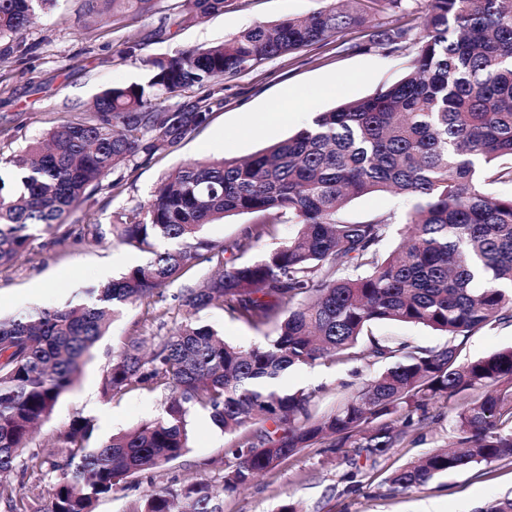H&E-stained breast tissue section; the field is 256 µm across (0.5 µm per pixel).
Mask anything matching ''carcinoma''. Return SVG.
<instances>
[{"instance_id":"carcinoma-1","label":"carcinoma","mask_w":512,"mask_h":512,"mask_svg":"<svg viewBox=\"0 0 512 512\" xmlns=\"http://www.w3.org/2000/svg\"><path fill=\"white\" fill-rule=\"evenodd\" d=\"M228 0H179L176 25L221 12ZM338 0L307 17L256 24L224 42L144 60V80L106 88L94 111L64 121L5 161L0 176V267L19 262L33 231L60 230L70 212L118 188L108 176L145 163L204 125L221 99L209 93L174 106L193 87L254 70L265 61L362 29L367 45L415 52L397 81L370 96L319 112L312 125L248 159L223 157L171 171L146 204L117 225L121 241L152 258L88 291L89 300L0 318V475L55 474L47 512H92L120 485L167 465L188 448V417L209 414L237 438L222 485L195 482L151 491L134 512H221L222 498L304 448L356 449L377 462L440 417L428 405L466 395L455 419L457 450H438L396 469L385 482L412 490L483 462L512 461V347L462 363L458 346L433 350L379 339L371 325H421L469 336L512 318V0H424V35L406 23L375 21L402 0ZM54 0H0V39L37 26ZM154 0H85L90 16L149 13ZM395 192L415 200L409 235L380 247L393 215H344L359 196ZM250 214L257 222L221 249L202 227ZM297 224L288 241L257 261L228 264L200 290L178 295L185 320L149 353L129 337L112 358L103 394L167 392L164 413L106 440L73 416L50 461L21 458L35 424L78 382L95 344L122 309L153 296L193 262L243 253L272 224ZM181 247L158 250L156 242ZM217 307L255 328L265 346L230 345L195 315ZM364 350L356 351L359 344ZM367 358L386 364L332 411L316 415L319 390L270 385L302 366ZM8 512L28 500L0 483Z\"/></svg>"}]
</instances>
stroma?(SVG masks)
<instances>
[{"label":"stroma","instance_id":"obj_1","mask_svg":"<svg viewBox=\"0 0 512 512\" xmlns=\"http://www.w3.org/2000/svg\"><path fill=\"white\" fill-rule=\"evenodd\" d=\"M175 2L156 0L153 12L135 19L109 14L92 19L86 16L82 0H55L42 25L23 32L22 49L1 39L0 158L13 156L64 120L89 111L101 89L140 81L146 58L221 42L250 26L288 15L306 16L328 0H231L223 12L183 27L167 20ZM133 37L142 47L129 54L125 48ZM404 62V52L366 47L363 33L357 29L215 83L213 89L222 103L213 108L206 125L177 147L158 151L151 161L112 172L118 189L97 194L75 208L67 218L68 233H36L20 262L0 268V317L82 300L86 288L145 264L149 253L122 243L112 234L111 226L146 203L171 170L195 161L251 156L304 128L314 111H328L394 82ZM284 104L298 112L297 121L275 127L254 125V115ZM412 205L411 199L401 195L372 193L353 199L345 215L352 220L388 212L402 217ZM91 224L99 225L102 239L87 234ZM215 268V263L201 262L163 287L159 295L125 308L94 346L77 385L59 399L34 434L30 450L51 455L57 433L77 413L93 419L99 439L158 417L165 401L162 392L132 390L110 400L104 398L105 370L128 337L143 339L150 349L177 328L186 316L178 294L199 287ZM200 319L226 342L245 349L266 344L270 334L269 329L232 319L219 308L201 312ZM372 333L422 349H435L450 341L443 333L406 324L377 323ZM507 347H512V321L502 320L460 339L459 358L476 359ZM382 369V364L366 359L303 366L286 374L281 385L290 391L320 389L315 411L322 415L335 409L349 388L358 387ZM458 406L455 400L447 406H433L440 420L420 429L417 443H403L390 456L364 463L361 487L351 488L343 481L348 469L343 456L317 446L286 458L246 488L225 496L223 510L278 512L282 504L290 502L300 512H426L432 504L439 505L442 512H479L481 507L512 495V462L492 463L484 476L473 469L451 472L406 492L391 491L384 482L388 471L453 440ZM231 440L208 413H193L186 453L119 486L96 502L94 512H128L155 487L221 484L225 470L233 464L225 453Z\"/></svg>","mask_w":512,"mask_h":512}]
</instances>
